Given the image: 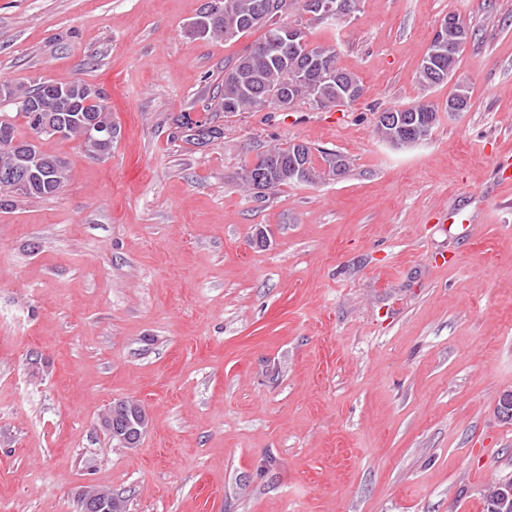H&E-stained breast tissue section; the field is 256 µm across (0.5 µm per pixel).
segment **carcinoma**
Wrapping results in <instances>:
<instances>
[{"instance_id": "1", "label": "carcinoma", "mask_w": 512, "mask_h": 512, "mask_svg": "<svg viewBox=\"0 0 512 512\" xmlns=\"http://www.w3.org/2000/svg\"><path fill=\"white\" fill-rule=\"evenodd\" d=\"M224 18L210 24L206 38L231 40L254 29L262 28L264 33L248 45L231 63L224 65V83L220 93V108L228 113L252 112L276 107V98L287 94L296 84H306L318 95L315 102L327 108L325 102L336 103L341 83L354 77L337 63L336 44L327 40L312 39V29L317 23L309 18L304 23L306 44L300 49L283 53L270 46L272 28L280 26L278 18L283 13H273L263 23L252 19L263 0H220ZM463 48L451 41H440L435 35L427 48L418 73L417 84L429 89L436 87L456 74ZM4 92L0 102L17 104L16 115L22 117L29 132H35L34 119L41 114L68 126L67 138H77L84 152L91 158L101 153L110 154L112 143H101L85 134L84 120L92 117L102 125L112 124V113L108 112L105 94L97 91L87 94L90 85L83 81H68V93L61 97L49 89L50 81L20 87L7 82L0 84ZM399 116L398 124L390 127L375 123V134L383 141L401 137L404 128H409L408 139L418 143L431 135L435 124H429L423 117L436 111L435 104L419 101L407 106L387 108ZM175 134L198 145H207L224 137V128L215 124L214 119H198L191 113H182L173 119ZM288 160L319 177L312 159L310 147L302 143L274 146L260 154L251 166L243 170L242 179L252 184L255 174H263L274 180V189L296 183L298 179L288 177L278 170L279 162ZM31 170L38 172L33 177L27 195L51 197L58 194L67 180V166L59 158L36 150V155L26 161ZM99 493L108 500V512H127V500L119 493L102 488Z\"/></svg>"}]
</instances>
